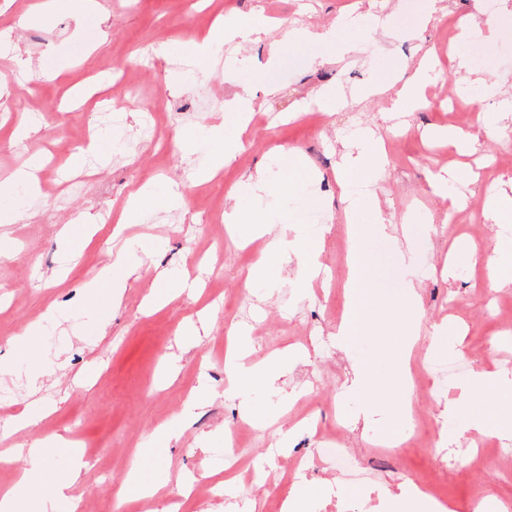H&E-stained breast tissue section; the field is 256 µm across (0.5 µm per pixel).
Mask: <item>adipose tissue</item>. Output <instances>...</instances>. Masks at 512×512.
I'll use <instances>...</instances> for the list:
<instances>
[{"label": "adipose tissue", "instance_id": "ef3b65f1", "mask_svg": "<svg viewBox=\"0 0 512 512\" xmlns=\"http://www.w3.org/2000/svg\"><path fill=\"white\" fill-rule=\"evenodd\" d=\"M267 24L262 16L249 19H231L216 24L202 39L185 43L186 52L199 61H206L227 42L238 44H266L270 61H277L281 48L290 44L304 46L319 44L331 47L336 40V30L332 27L314 29L303 24L286 26L283 38L278 42H265ZM431 78V68L427 59H420L415 67L414 78L396 89L391 98L392 107L397 112H413L426 108L428 102L423 95V88ZM255 109V95L251 87H244L242 92L227 101L220 123L209 126L199 136L191 138L186 148L188 151H205L207 163L202 169V180L216 177L234 160L243 149L241 133L245 129L248 115ZM386 158L380 148V139L372 132H365L352 146L346 147L341 155L338 178L344 187L350 188L348 212L350 216L348 269L346 285V315L336 331L337 344L347 352L353 351L363 336L372 331L369 313L374 307H381L385 313V330L398 333L400 340L388 348L384 357L392 367L391 381L398 388V396L385 409L387 424L381 435L389 443H397V430L411 421L413 381L409 375L408 362L413 348L420 337H427L429 353H438L448 346V337L452 327L446 325L432 326L424 330L422 317L417 309V293L407 289L401 299L388 300L380 298L371 286L368 274V261L363 248L364 228L362 219H370L377 230L384 236L394 233V226L387 220L383 206L376 194L367 190L368 185L377 182L384 174ZM39 165L36 160L17 169L11 179L0 182V223L11 224L16 219L17 193L34 192L38 188ZM272 253H290L296 256L300 264L302 285H309L319 267V255L308 246V236L303 230H296L294 235H280L270 243ZM228 389L232 392L243 391L257 385L274 387L281 376L283 362L271 358L257 363L251 359L249 339L243 331L233 333V344L227 356ZM352 378L349 391L361 394L365 400L357 416L363 422H370L376 413L372 402L373 395L381 386L376 366L372 360L355 358L351 361ZM511 388L512 379L502 372H487L481 369L472 371L462 383L459 399L449 401V411H469L470 428L485 432L490 427L485 417L487 405L493 396L501 390ZM55 451L70 453L71 464L68 468L56 471L54 476H47L45 462ZM23 456L28 465L23 471L22 484L27 492L29 512H57L58 501L68 499L69 493L77 483L85 461L79 449L72 447L69 441L60 436L41 439L23 449ZM52 482L55 496L42 494L45 482Z\"/></svg>", "mask_w": 512, "mask_h": 512}]
</instances>
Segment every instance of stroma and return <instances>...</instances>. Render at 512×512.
I'll list each match as a JSON object with an SVG mask.
<instances>
[{"mask_svg":"<svg viewBox=\"0 0 512 512\" xmlns=\"http://www.w3.org/2000/svg\"><path fill=\"white\" fill-rule=\"evenodd\" d=\"M98 10L84 14L59 5L47 21L18 27L36 0H0V31H10L9 45L0 44V83L12 86L0 99V181L9 180L34 152L66 143L60 168L42 170V180L82 179L79 191L56 196L29 194L16 223L0 225V241L9 250L0 257V387L19 386L22 399L0 402V451L26 448L54 435L79 436L94 442L95 457L73 488L77 512H157L169 505L181 512H224L238 497L237 486L213 496L186 499L187 483L216 480L214 461L224 453V436L236 426L246 434L234 454L249 481H261L255 493L257 512H273V503L288 494L307 498L306 512H391L387 492L428 483L466 512L484 490L494 502L486 512L512 505V459L489 456L481 472L466 469L464 455L476 442L487 448H512V439L470 429L465 415L445 413L455 397L456 380L436 376L449 359L468 370L512 373V324L500 317L502 301L512 288L489 291L482 282L484 265L465 266L447 275L448 249L462 240L478 249L496 239L512 238L511 224L485 220L487 194L496 187L512 195V167L499 166L512 155V144L488 138L470 152L434 140L438 128L473 129L479 112L497 107L488 94L479 101L466 96L471 75L448 57L453 20L473 12L476 0H445L447 9L426 29L414 25L422 0H100ZM495 19L500 32H475L473 52L487 57L481 77L487 85L512 84V0H497ZM372 9L387 21V31L366 40L358 52L319 57L316 47H289L276 66H268L264 46L225 43L222 56L209 66L173 67L183 58L188 31L205 32L213 21L232 13L246 17L260 12L274 19L267 40L282 34V24L294 21L343 25L347 16ZM168 52L159 57L158 45ZM434 51L439 66L425 95L426 109L409 113L397 133H387L392 104L389 95L348 102L320 120L295 114L297 102L311 91L329 87L350 93L377 82L400 87L410 78L420 57ZM244 55L250 68L229 76L223 58ZM263 71L277 86L276 94L257 93L266 123L248 126L245 149L215 179L204 182L197 173L206 160L179 149L186 133L215 123L225 101ZM129 75L137 101L117 98L121 125L107 123L90 103L101 77ZM212 105L200 110L199 97ZM46 111L41 119L28 114L29 104ZM152 104L144 112L143 104ZM156 123L160 141H153L149 123ZM382 132L387 172L377 186L388 215L417 245L412 264L400 261L391 240L367 234L364 249L374 261L376 290L385 296L402 291L414 278L423 322L448 320L466 324L462 345L437 355L425 346L415 350L409 369L421 379L413 396V417L406 431L413 437L394 448L376 435L352 428V413L360 405L347 393V354L336 343L343 318L348 276L349 223L343 189L336 181L343 144L355 142L358 129ZM105 143L106 158L79 156L87 135ZM295 149L304 170L284 165L283 149ZM462 173L444 195L429 182L440 170ZM265 171L274 179L294 177L307 183L306 192L284 200L257 191L248 177ZM176 184L183 192L182 210H149L141 223L119 228L124 206L140 187L162 190ZM238 193L246 207L266 216L270 227L257 240V253L232 239L224 223L229 193ZM88 227L74 228L80 252L73 262L64 254L68 240L62 227L77 216ZM323 227L318 239L321 271L309 288L299 286L295 256L275 257L267 278L247 281L256 254L266 253L271 236L283 223ZM131 249L139 266L120 300L100 287L96 303L85 290L104 278L113 254ZM197 278V294L182 292L180 275ZM151 293L164 301L145 308ZM203 320L197 339L183 336L184 325ZM39 329V359L29 364L15 359L14 342L28 327ZM248 329L253 360L286 354L287 368L277 388H253L242 396L228 395L224 345L227 331ZM174 366L176 379L161 385L158 374ZM205 403L189 408L192 393ZM45 413L35 424L19 427L17 420L31 404ZM340 432L359 470L372 476L378 494L366 498L363 487L343 479L335 467L321 461L319 434ZM159 478L153 500H118L133 464Z\"/></svg>","mask_w":512,"mask_h":512,"instance_id":"35a3bbf8","label":"stroma"}]
</instances>
